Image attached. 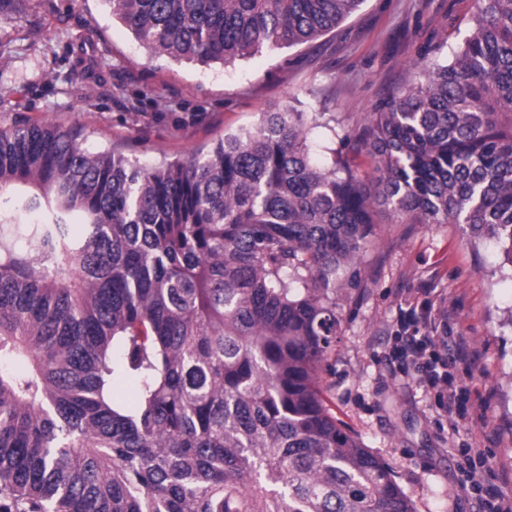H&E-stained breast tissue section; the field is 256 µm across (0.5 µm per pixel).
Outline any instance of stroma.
Masks as SVG:
<instances>
[{
  "mask_svg": "<svg viewBox=\"0 0 512 512\" xmlns=\"http://www.w3.org/2000/svg\"><path fill=\"white\" fill-rule=\"evenodd\" d=\"M471 0H364L335 31L230 64L147 54L105 0H23L0 18V128L27 119L81 125L84 147L145 164L209 149L281 107L325 112L354 133L374 105L416 73L450 61ZM439 52L421 57L426 43ZM361 285L343 292L336 345L320 386L336 418L386 463L416 512H477L466 490L467 426L439 416L434 397L393 359L401 308L443 299L448 330L474 368L458 365L476 438L495 482L512 493V268L459 224L381 217L361 253Z\"/></svg>",
  "mask_w": 512,
  "mask_h": 512,
  "instance_id": "stroma-1",
  "label": "stroma"
}]
</instances>
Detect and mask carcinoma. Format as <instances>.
Instances as JSON below:
<instances>
[{
	"label": "carcinoma",
	"mask_w": 512,
	"mask_h": 512,
	"mask_svg": "<svg viewBox=\"0 0 512 512\" xmlns=\"http://www.w3.org/2000/svg\"><path fill=\"white\" fill-rule=\"evenodd\" d=\"M107 2L148 53L227 64L364 0ZM320 126L272 110L155 165L79 126L0 129V512H416L320 372L376 216L461 224L512 266V0H473L450 63L328 167Z\"/></svg>",
	"instance_id": "obj_1"
}]
</instances>
